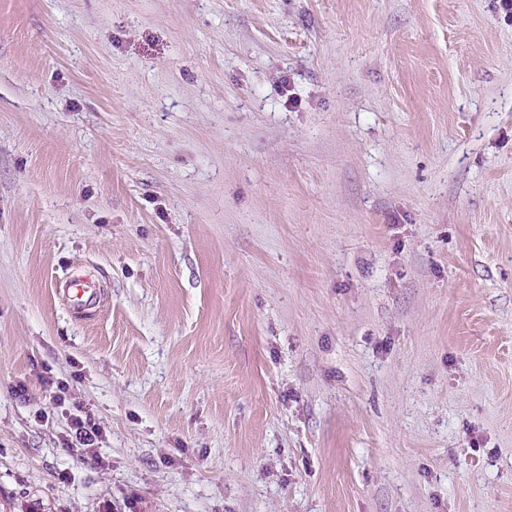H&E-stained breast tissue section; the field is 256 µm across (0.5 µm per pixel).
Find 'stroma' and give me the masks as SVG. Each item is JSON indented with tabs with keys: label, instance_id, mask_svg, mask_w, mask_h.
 <instances>
[{
	"label": "stroma",
	"instance_id": "obj_1",
	"mask_svg": "<svg viewBox=\"0 0 512 512\" xmlns=\"http://www.w3.org/2000/svg\"><path fill=\"white\" fill-rule=\"evenodd\" d=\"M0 512H512L498 0H0ZM70 302L77 308H87L97 299V289L88 282H70L67 286ZM73 427L76 443H73V440L71 443L67 442V448L70 449H73V447L80 448L77 444L84 448H91L94 446L101 434L99 428L94 425L91 426V424L85 423L81 419H75L73 421Z\"/></svg>",
	"mask_w": 512,
	"mask_h": 512
}]
</instances>
